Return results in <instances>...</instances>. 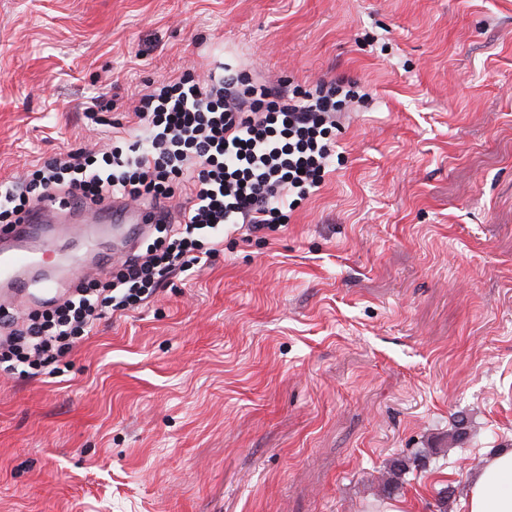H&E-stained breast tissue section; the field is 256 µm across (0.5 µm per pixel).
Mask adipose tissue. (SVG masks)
Instances as JSON below:
<instances>
[{"instance_id": "adipose-tissue-1", "label": "adipose tissue", "mask_w": 512, "mask_h": 512, "mask_svg": "<svg viewBox=\"0 0 512 512\" xmlns=\"http://www.w3.org/2000/svg\"><path fill=\"white\" fill-rule=\"evenodd\" d=\"M464 512H512V448L484 459L462 499Z\"/></svg>"}]
</instances>
